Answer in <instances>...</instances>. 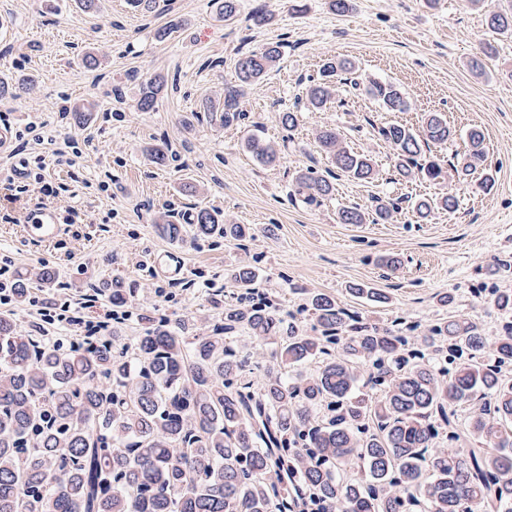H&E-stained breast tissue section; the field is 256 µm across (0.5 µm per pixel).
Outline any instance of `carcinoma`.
Wrapping results in <instances>:
<instances>
[{"label": "carcinoma", "instance_id": "carcinoma-1", "mask_svg": "<svg viewBox=\"0 0 512 512\" xmlns=\"http://www.w3.org/2000/svg\"><path fill=\"white\" fill-rule=\"evenodd\" d=\"M215 4L224 20L237 19L239 0ZM486 24L511 35L512 8L489 13ZM282 47L238 59L239 85L224 89V126L241 121L240 88L260 83ZM351 68L324 63L311 106L327 107L339 73ZM364 88L387 111L405 110L395 85L369 79ZM163 89L161 80L144 83L138 109L153 111ZM380 135L400 175L442 178L441 164L418 157L451 137L444 117L429 115L422 135L401 123ZM467 139L471 175L485 161V136L472 128ZM318 143L337 172L372 178L371 159L341 147L336 129H322ZM250 147L266 164L278 160L269 143ZM334 179L301 170L295 189L318 204ZM398 210L392 202L371 213L342 206L337 219L386 223ZM161 229L172 241L189 230L196 239L251 235L206 207L187 226L164 220ZM234 279L244 293L204 331L132 305L118 278L112 331L134 316L137 336L49 343L0 312V512H512V331L490 342L472 322L451 319L409 351L399 324L357 326L327 294L300 309L314 321L308 330L253 297L252 268ZM240 331L271 348L269 363L251 361ZM283 364L314 369L290 378ZM478 393L493 406L470 420L461 447L456 410ZM441 429L452 446L432 452Z\"/></svg>", "mask_w": 512, "mask_h": 512}]
</instances>
